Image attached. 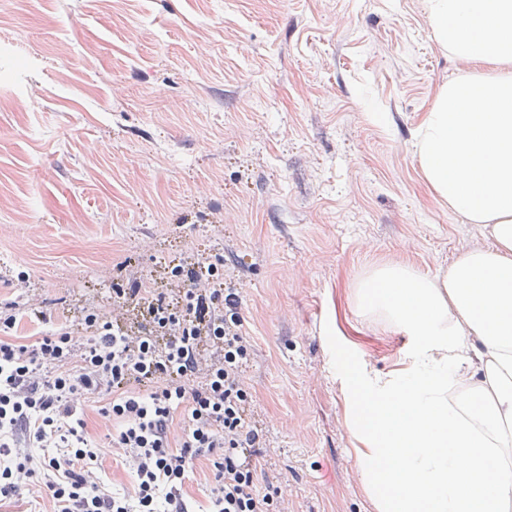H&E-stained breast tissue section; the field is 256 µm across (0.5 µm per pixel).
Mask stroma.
Instances as JSON below:
<instances>
[{"label": "stroma", "mask_w": 512, "mask_h": 512, "mask_svg": "<svg viewBox=\"0 0 512 512\" xmlns=\"http://www.w3.org/2000/svg\"><path fill=\"white\" fill-rule=\"evenodd\" d=\"M500 70L449 52L425 0H0V303L34 309L15 335L222 261L282 512H379L340 366L404 375L416 339L359 285L492 245L416 143L449 81ZM100 407L104 478L131 490Z\"/></svg>", "instance_id": "35a3bbf8"}]
</instances>
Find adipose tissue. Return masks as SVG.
Returning a JSON list of instances; mask_svg holds the SVG:
<instances>
[{"instance_id":"obj_1","label":"adipose tissue","mask_w":512,"mask_h":512,"mask_svg":"<svg viewBox=\"0 0 512 512\" xmlns=\"http://www.w3.org/2000/svg\"><path fill=\"white\" fill-rule=\"evenodd\" d=\"M432 30L467 62L512 63V0H427ZM449 205L495 245L432 280L374 269L360 290L416 338L406 376L346 367L360 475L380 512H503L512 500V74L449 82L416 144ZM478 337L488 358L464 370Z\"/></svg>"}]
</instances>
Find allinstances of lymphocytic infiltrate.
<instances>
[{"label":"lymphocytic infiltrate","instance_id":"lymphocytic-infiltrate-1","mask_svg":"<svg viewBox=\"0 0 512 512\" xmlns=\"http://www.w3.org/2000/svg\"><path fill=\"white\" fill-rule=\"evenodd\" d=\"M153 296L169 330L163 341L96 309L82 316L80 336L50 328L25 344L8 336L21 316L16 304L0 307V500L34 484L55 512H194L183 487L204 457L208 512H276L259 487L263 443L248 415L251 343L237 299L192 280L177 299L158 288ZM92 397L105 401L100 412L112 420L133 493L103 480L85 420Z\"/></svg>","mask_w":512,"mask_h":512}]
</instances>
